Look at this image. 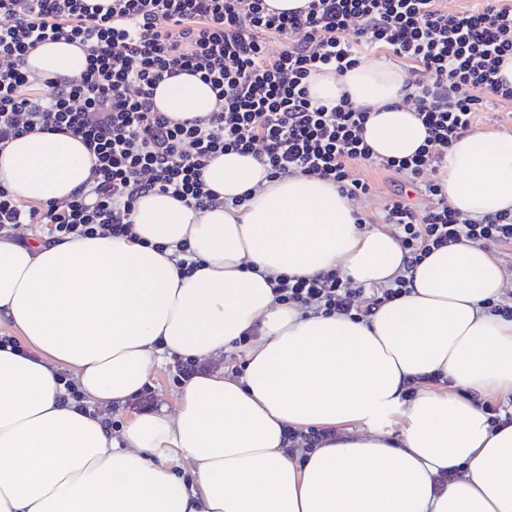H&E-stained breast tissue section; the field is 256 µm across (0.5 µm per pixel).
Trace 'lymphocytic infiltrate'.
<instances>
[{"mask_svg": "<svg viewBox=\"0 0 512 512\" xmlns=\"http://www.w3.org/2000/svg\"><path fill=\"white\" fill-rule=\"evenodd\" d=\"M89 50L79 80L33 74L26 58L47 41ZM286 41L279 53L269 44ZM386 50L429 73L412 81L416 116L427 137L406 159L375 155L363 138L369 118L348 96L314 102L308 81L324 69L356 66L361 49ZM512 57V0H478L451 12L441 0H310L294 12L266 0H0V147L29 133L62 131L81 139L93 159L86 183L69 200L38 209L0 185V234L44 224L57 236H124L140 195L157 192L203 209L215 205L202 173L227 151L254 155L271 176H316L355 200L370 182L351 177L362 162L418 185L423 205H384L409 265L431 250L467 241L512 247V214L472 219L448 202L438 165L472 127L485 96L512 100L499 75ZM199 76L215 95L205 117L158 111L157 85ZM408 291L398 276L386 287L353 286L338 269L279 280L277 299L303 312L369 316Z\"/></svg>", "mask_w": 512, "mask_h": 512, "instance_id": "1", "label": "lymphocytic infiltrate"}]
</instances>
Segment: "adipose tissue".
I'll return each mask as SVG.
<instances>
[{"label":"adipose tissue","instance_id":"adipose-tissue-1","mask_svg":"<svg viewBox=\"0 0 512 512\" xmlns=\"http://www.w3.org/2000/svg\"><path fill=\"white\" fill-rule=\"evenodd\" d=\"M87 55L46 43L26 64L70 81ZM309 92L368 109L363 138L378 156L405 159L424 143L399 67L323 70ZM154 101L181 119L215 107L188 74L161 82ZM91 166L62 132L0 149V183L24 203L70 198ZM444 170L461 214L512 212V133L463 135ZM203 180L215 205L142 195L127 236H0V323L17 333L0 346V512H512V423L492 429L480 408L512 398V319L487 307L505 286L494 255L460 242L407 269L397 237L359 227L335 184L270 178L251 155H220ZM336 266L365 286L409 274V291L360 320L277 301L278 277ZM245 336L240 376L196 374L176 415L113 429V407L141 393L157 353L209 360ZM434 374L445 386L408 397L413 379ZM311 428L330 436L291 445L289 431ZM185 466L193 482L178 477ZM458 466L462 479L436 489Z\"/></svg>","mask_w":512,"mask_h":512}]
</instances>
